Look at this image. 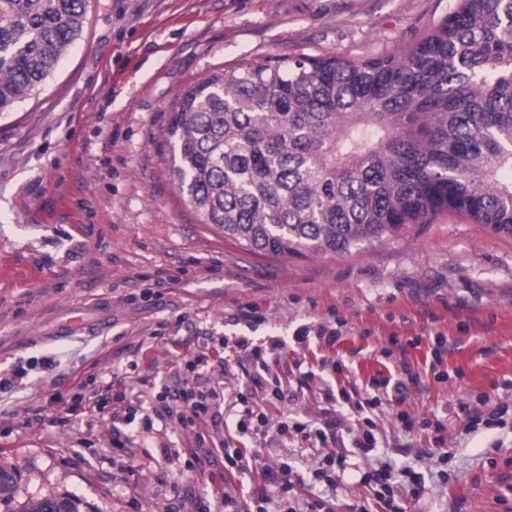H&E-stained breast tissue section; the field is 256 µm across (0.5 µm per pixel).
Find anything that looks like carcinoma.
I'll use <instances>...</instances> for the list:
<instances>
[{"label":"carcinoma","instance_id":"obj_1","mask_svg":"<svg viewBox=\"0 0 512 512\" xmlns=\"http://www.w3.org/2000/svg\"><path fill=\"white\" fill-rule=\"evenodd\" d=\"M87 7L0 0V117L52 75ZM165 141L201 223L253 254L345 253L442 211L512 237V0H456L394 53L245 57L178 96Z\"/></svg>","mask_w":512,"mask_h":512}]
</instances>
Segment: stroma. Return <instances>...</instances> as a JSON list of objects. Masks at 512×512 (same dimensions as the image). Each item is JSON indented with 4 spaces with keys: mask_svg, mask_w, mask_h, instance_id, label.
Wrapping results in <instances>:
<instances>
[{
    "mask_svg": "<svg viewBox=\"0 0 512 512\" xmlns=\"http://www.w3.org/2000/svg\"><path fill=\"white\" fill-rule=\"evenodd\" d=\"M454 0H89L81 38L41 89L0 119V374L50 356L23 384L0 391V467L16 476L0 512L33 498L81 500L83 512H225L232 487L248 512L261 465L309 471L317 452L282 430L348 414L325 397L349 382L408 362L422 382L403 407L448 420L452 455L440 481L431 435L378 419L377 458L425 476L406 512H512V413L462 434L458 407L505 399L512 379V238L443 212L383 242L345 254L257 256L201 224L169 175L164 129L183 90L254 56L393 52L428 31ZM110 308L106 333L56 337L68 310L87 319ZM256 308L263 321L248 330ZM342 319L333 348L298 344L294 332ZM443 334L444 382L427 374L430 341ZM275 336L268 354L282 400L246 440L249 473L221 480L222 434L198 444L154 397L189 384L246 391L249 359L224 364V336ZM390 356H383V349ZM207 354L198 362L199 354ZM344 360L306 389L295 362ZM136 416L113 422L116 387ZM300 503L333 512H381L355 475L336 488L307 482Z\"/></svg>",
    "mask_w": 512,
    "mask_h": 512,
    "instance_id": "obj_1",
    "label": "stroma"
}]
</instances>
